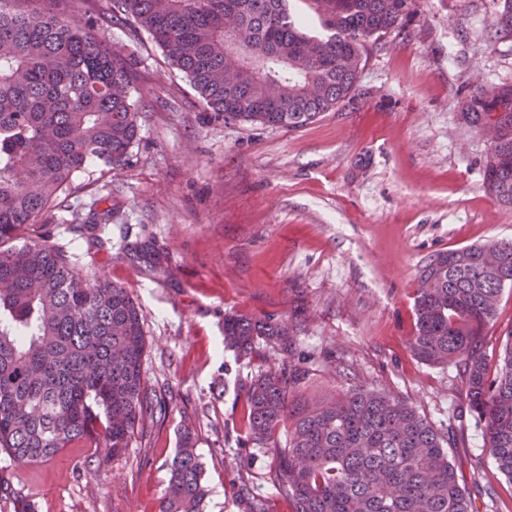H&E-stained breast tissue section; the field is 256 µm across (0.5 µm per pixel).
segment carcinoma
Instances as JSON below:
<instances>
[{
  "mask_svg": "<svg viewBox=\"0 0 512 512\" xmlns=\"http://www.w3.org/2000/svg\"><path fill=\"white\" fill-rule=\"evenodd\" d=\"M327 34H308L288 0H112V16L147 33L206 109L227 119L298 129L351 98L366 42L399 30L411 0H308ZM75 0H0V453L45 462L72 442L118 455L162 404L143 377L146 339L127 289L84 274L45 222L76 176L121 168L139 132L134 71ZM495 28L512 34V0ZM467 128L491 124L486 188L512 205V85L475 88ZM125 258L146 272L150 241ZM512 285V241L435 254L421 267L413 354L455 366L484 446L512 483V336L489 367L485 330ZM239 354L257 344L283 359L246 386L240 421L276 460L293 512H470L447 440L405 400L354 387L299 403L294 327L249 314L224 319ZM285 441L278 440L280 428ZM186 426L158 512H203L207 489Z\"/></svg>",
  "mask_w": 512,
  "mask_h": 512,
  "instance_id": "1",
  "label": "carcinoma"
}]
</instances>
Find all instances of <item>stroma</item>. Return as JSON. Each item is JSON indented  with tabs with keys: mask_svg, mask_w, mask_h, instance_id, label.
I'll return each mask as SVG.
<instances>
[{
	"mask_svg": "<svg viewBox=\"0 0 512 512\" xmlns=\"http://www.w3.org/2000/svg\"><path fill=\"white\" fill-rule=\"evenodd\" d=\"M109 0H77L135 61L139 136L125 166L78 174L77 189L30 228L51 234L79 267L127 289L142 309L143 374L160 390L159 420L121 455L69 444L49 461L0 454L13 496L0 512H157L184 425L208 488L205 512H292L269 481L275 464L239 422L244 388L275 359L224 345L233 313L285 321L306 396L357 385L407 401L449 442L473 512H512V484L484 448L454 368L414 356L420 268L433 255L512 240V206L484 186L489 146L458 121L484 82L512 84V35L497 32L502 0H413L402 29L369 41L350 100L298 129L211 112L147 33L131 34ZM111 194L103 244L77 227L90 200ZM151 241L166 273L123 256Z\"/></svg>",
	"mask_w": 512,
	"mask_h": 512,
	"instance_id": "obj_1",
	"label": "stroma"
}]
</instances>
